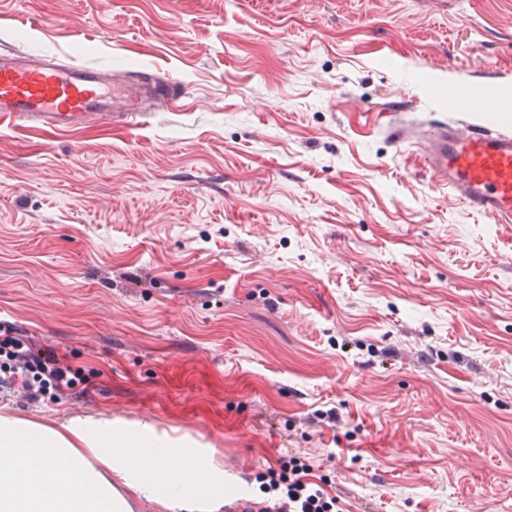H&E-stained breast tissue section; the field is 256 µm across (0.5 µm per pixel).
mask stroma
Segmentation results:
<instances>
[{
    "label": "stroma",
    "instance_id": "obj_1",
    "mask_svg": "<svg viewBox=\"0 0 512 512\" xmlns=\"http://www.w3.org/2000/svg\"><path fill=\"white\" fill-rule=\"evenodd\" d=\"M2 44L188 93L0 125V325L84 388L0 419L209 449L238 510L288 453L342 512H512V224L375 120L512 126V0H0Z\"/></svg>",
    "mask_w": 512,
    "mask_h": 512
}]
</instances>
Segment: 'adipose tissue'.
<instances>
[{
  "label": "adipose tissue",
  "instance_id": "adipose-tissue-1",
  "mask_svg": "<svg viewBox=\"0 0 512 512\" xmlns=\"http://www.w3.org/2000/svg\"><path fill=\"white\" fill-rule=\"evenodd\" d=\"M77 448L52 430L0 423V512H131L117 486L167 512H211L224 472L201 448H170L119 429L83 426Z\"/></svg>",
  "mask_w": 512,
  "mask_h": 512
}]
</instances>
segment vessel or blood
I'll return each instance as SVG.
<instances>
[{"label":"vessel or blood","mask_w":512,"mask_h":512,"mask_svg":"<svg viewBox=\"0 0 512 512\" xmlns=\"http://www.w3.org/2000/svg\"><path fill=\"white\" fill-rule=\"evenodd\" d=\"M151 78L137 77L123 96L94 67L13 49L0 53V120L37 122L64 132L88 120L134 123L140 100L154 92ZM423 139L431 179L467 208L498 224L512 223V132L470 120L435 119Z\"/></svg>","instance_id":"obj_1"}]
</instances>
